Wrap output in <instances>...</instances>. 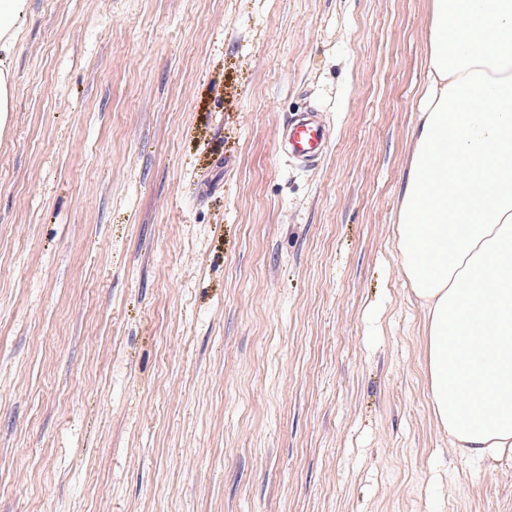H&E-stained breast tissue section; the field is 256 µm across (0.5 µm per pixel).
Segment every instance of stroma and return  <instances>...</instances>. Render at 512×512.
<instances>
[{
	"mask_svg": "<svg viewBox=\"0 0 512 512\" xmlns=\"http://www.w3.org/2000/svg\"><path fill=\"white\" fill-rule=\"evenodd\" d=\"M430 0H30L0 130V512H512L434 419L395 224ZM324 115L319 162L291 113ZM331 138L317 112H297L288 120L286 143L291 158L314 162L322 158Z\"/></svg>",
	"mask_w": 512,
	"mask_h": 512,
	"instance_id": "1",
	"label": "stroma"
}]
</instances>
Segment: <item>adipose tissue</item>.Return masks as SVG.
<instances>
[{"label":"adipose tissue","instance_id":"adipose-tissue-1","mask_svg":"<svg viewBox=\"0 0 512 512\" xmlns=\"http://www.w3.org/2000/svg\"><path fill=\"white\" fill-rule=\"evenodd\" d=\"M28 13L0 0V129ZM424 67L397 243L435 420L481 459L512 448V0H431Z\"/></svg>","mask_w":512,"mask_h":512}]
</instances>
